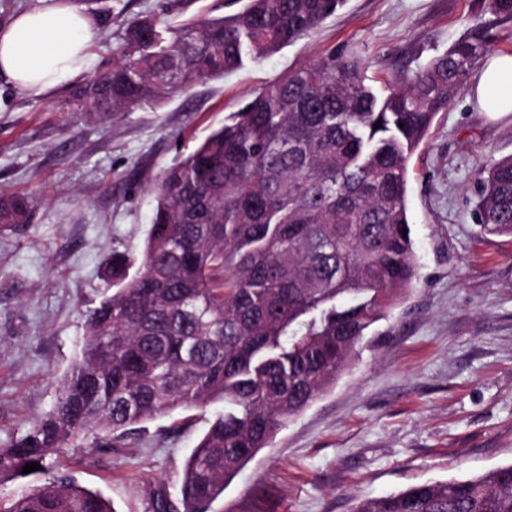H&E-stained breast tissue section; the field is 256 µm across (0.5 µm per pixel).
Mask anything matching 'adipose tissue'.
<instances>
[{"instance_id": "ef3b65f1", "label": "adipose tissue", "mask_w": 512, "mask_h": 512, "mask_svg": "<svg viewBox=\"0 0 512 512\" xmlns=\"http://www.w3.org/2000/svg\"><path fill=\"white\" fill-rule=\"evenodd\" d=\"M94 37L76 0H42L0 30V72L30 95H43L85 70ZM474 94L481 111L512 112V55L485 64Z\"/></svg>"}]
</instances>
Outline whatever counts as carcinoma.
Masks as SVG:
<instances>
[{
	"instance_id": "carcinoma-1",
	"label": "carcinoma",
	"mask_w": 512,
	"mask_h": 512,
	"mask_svg": "<svg viewBox=\"0 0 512 512\" xmlns=\"http://www.w3.org/2000/svg\"><path fill=\"white\" fill-rule=\"evenodd\" d=\"M345 3L247 0L223 17L136 18L112 69L76 91V111L104 119L159 106L309 35ZM509 22L512 0H484L446 50L380 88L349 57L305 64L163 170L137 270L112 252L77 363L52 411L0 447V475L45 470L52 452L91 432L114 446L175 407L221 404L177 501L160 488L152 503V512H211L414 288V242L402 233L409 161L489 52L493 27ZM31 212L28 195L0 191V224H25ZM476 216L484 232L512 235V156L479 177ZM8 512L114 510L54 476L14 496ZM353 512H512V464L362 499Z\"/></svg>"
}]
</instances>
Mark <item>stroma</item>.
Segmentation results:
<instances>
[{"mask_svg": "<svg viewBox=\"0 0 512 512\" xmlns=\"http://www.w3.org/2000/svg\"><path fill=\"white\" fill-rule=\"evenodd\" d=\"M97 27L85 71L35 97L0 75V190L30 194L29 223L0 224V445L54 407L86 314L103 298L113 251L139 254L150 191L253 93L330 53L384 81L447 48L483 0H348L315 32L155 110L92 120L76 90L112 67L127 21L222 16L238 0H78ZM512 155V112L480 111L463 90L409 164L417 283L327 393L280 430L226 486L216 512H352L357 500L512 464V236L483 233L477 179ZM215 408L173 409L121 447L86 436L51 457L109 499L151 512L178 491Z\"/></svg>", "mask_w": 512, "mask_h": 512, "instance_id": "obj_1", "label": "stroma"}]
</instances>
